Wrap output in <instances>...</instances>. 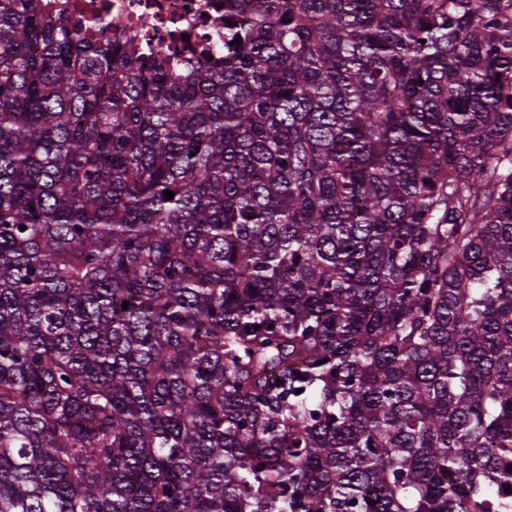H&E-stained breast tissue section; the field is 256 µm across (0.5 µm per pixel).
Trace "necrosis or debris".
Segmentation results:
<instances>
[{
  "label": "necrosis or debris",
  "mask_w": 512,
  "mask_h": 512,
  "mask_svg": "<svg viewBox=\"0 0 512 512\" xmlns=\"http://www.w3.org/2000/svg\"><path fill=\"white\" fill-rule=\"evenodd\" d=\"M47 12L76 16L84 32L104 41L134 35L140 53L184 60L224 49V0H41Z\"/></svg>",
  "instance_id": "necrosis-or-debris-1"
}]
</instances>
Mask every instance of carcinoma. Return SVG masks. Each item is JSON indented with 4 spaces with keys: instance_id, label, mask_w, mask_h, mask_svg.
Wrapping results in <instances>:
<instances>
[{
    "instance_id": "1",
    "label": "carcinoma",
    "mask_w": 512,
    "mask_h": 512,
    "mask_svg": "<svg viewBox=\"0 0 512 512\" xmlns=\"http://www.w3.org/2000/svg\"><path fill=\"white\" fill-rule=\"evenodd\" d=\"M81 27L0 0V512H512V0Z\"/></svg>"
}]
</instances>
